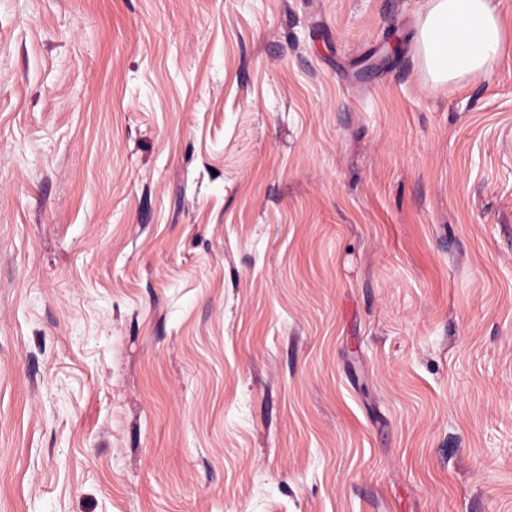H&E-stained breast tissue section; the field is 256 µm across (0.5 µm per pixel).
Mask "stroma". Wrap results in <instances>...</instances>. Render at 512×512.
Returning <instances> with one entry per match:
<instances>
[{"mask_svg":"<svg viewBox=\"0 0 512 512\" xmlns=\"http://www.w3.org/2000/svg\"><path fill=\"white\" fill-rule=\"evenodd\" d=\"M427 8L0 0V512H512V50ZM411 39L436 86L489 73L509 43L492 0H431Z\"/></svg>","mask_w":512,"mask_h":512,"instance_id":"1","label":"stroma"}]
</instances>
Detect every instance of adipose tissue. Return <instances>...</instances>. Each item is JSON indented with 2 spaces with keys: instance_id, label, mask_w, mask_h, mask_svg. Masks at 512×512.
<instances>
[{
  "instance_id": "adipose-tissue-1",
  "label": "adipose tissue",
  "mask_w": 512,
  "mask_h": 512,
  "mask_svg": "<svg viewBox=\"0 0 512 512\" xmlns=\"http://www.w3.org/2000/svg\"><path fill=\"white\" fill-rule=\"evenodd\" d=\"M411 38L437 85L489 73L512 42L493 0H430Z\"/></svg>"
}]
</instances>
